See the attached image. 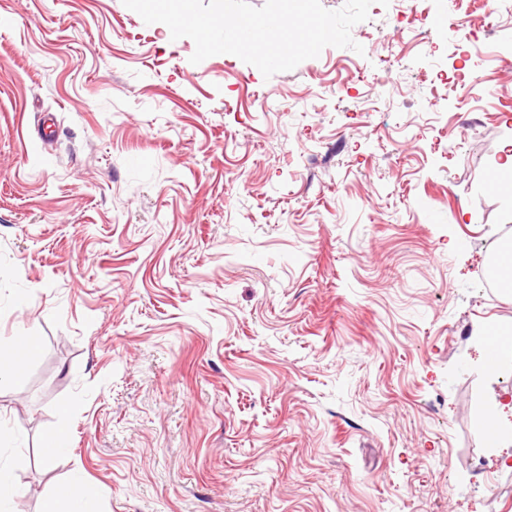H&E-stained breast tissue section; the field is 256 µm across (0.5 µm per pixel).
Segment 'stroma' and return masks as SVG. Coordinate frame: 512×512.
Segmentation results:
<instances>
[{"mask_svg": "<svg viewBox=\"0 0 512 512\" xmlns=\"http://www.w3.org/2000/svg\"><path fill=\"white\" fill-rule=\"evenodd\" d=\"M416 7L267 79L122 0H0V336L39 340L0 388L19 512L74 477L94 512H512L481 433L512 292L479 279L512 245V19ZM69 447L68 430L65 425L50 432L44 439L41 448L42 458L45 463L51 464L64 456Z\"/></svg>", "mask_w": 512, "mask_h": 512, "instance_id": "obj_1", "label": "stroma"}]
</instances>
